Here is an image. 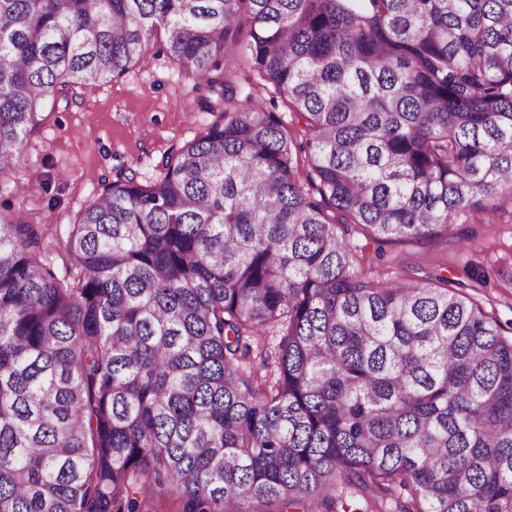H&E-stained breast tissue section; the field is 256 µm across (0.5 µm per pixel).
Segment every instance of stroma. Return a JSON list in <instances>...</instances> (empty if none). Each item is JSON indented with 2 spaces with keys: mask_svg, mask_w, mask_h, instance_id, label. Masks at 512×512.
<instances>
[{
  "mask_svg": "<svg viewBox=\"0 0 512 512\" xmlns=\"http://www.w3.org/2000/svg\"><path fill=\"white\" fill-rule=\"evenodd\" d=\"M164 37L148 48L146 62L125 76L47 107L19 161L0 174V214L18 215L48 227L53 242L65 240L88 201L117 173L155 179L164 155L192 140L212 114L204 112V87L186 79L164 56ZM499 224H461L449 240L377 244L362 234L351 237L353 249L380 259L389 277L419 268L462 283L503 327L512 326V284L497 279L479 285L476 274L502 270L512 274V198L502 199Z\"/></svg>",
  "mask_w": 512,
  "mask_h": 512,
  "instance_id": "stroma-1",
  "label": "stroma"
}]
</instances>
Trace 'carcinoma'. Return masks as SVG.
Instances as JSON below:
<instances>
[{
	"instance_id": "carcinoma-1",
	"label": "carcinoma",
	"mask_w": 512,
	"mask_h": 512,
	"mask_svg": "<svg viewBox=\"0 0 512 512\" xmlns=\"http://www.w3.org/2000/svg\"><path fill=\"white\" fill-rule=\"evenodd\" d=\"M218 119L148 184L50 233L0 216V512H512V336L377 242L492 224L512 196V0H0V173L55 98L124 76L158 30ZM246 36L284 122L231 82ZM280 339L274 377L245 373ZM139 497L143 500L142 512H182L183 509L182 499L166 487H155Z\"/></svg>"
}]
</instances>
